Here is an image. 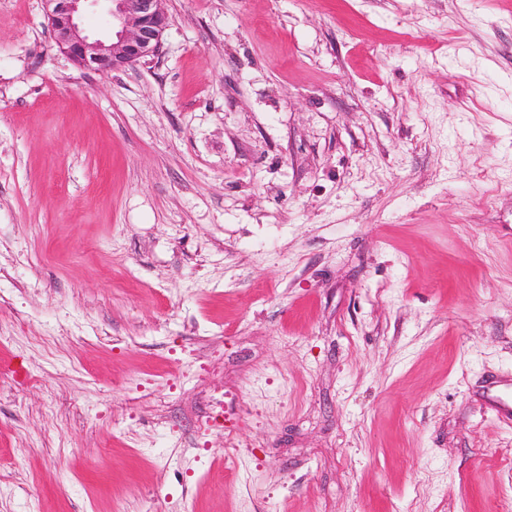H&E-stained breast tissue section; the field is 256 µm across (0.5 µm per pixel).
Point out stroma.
Returning <instances> with one entry per match:
<instances>
[{"label": "stroma", "instance_id": "obj_1", "mask_svg": "<svg viewBox=\"0 0 512 512\" xmlns=\"http://www.w3.org/2000/svg\"><path fill=\"white\" fill-rule=\"evenodd\" d=\"M164 8L0 0V512H512V0ZM164 0H44L46 19L59 50L77 65L118 72L154 56L168 26ZM88 5L109 16L112 36L91 37L80 17Z\"/></svg>", "mask_w": 512, "mask_h": 512}]
</instances>
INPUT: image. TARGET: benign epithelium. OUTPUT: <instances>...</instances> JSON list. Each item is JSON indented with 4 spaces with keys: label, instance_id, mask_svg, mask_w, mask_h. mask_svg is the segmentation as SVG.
Returning <instances> with one entry per match:
<instances>
[{
    "label": "benign epithelium",
    "instance_id": "1",
    "mask_svg": "<svg viewBox=\"0 0 512 512\" xmlns=\"http://www.w3.org/2000/svg\"><path fill=\"white\" fill-rule=\"evenodd\" d=\"M46 19L59 50L77 65L118 72L155 55L168 26L163 0H44ZM89 5L109 16L112 35L92 37L80 17Z\"/></svg>",
    "mask_w": 512,
    "mask_h": 512
}]
</instances>
